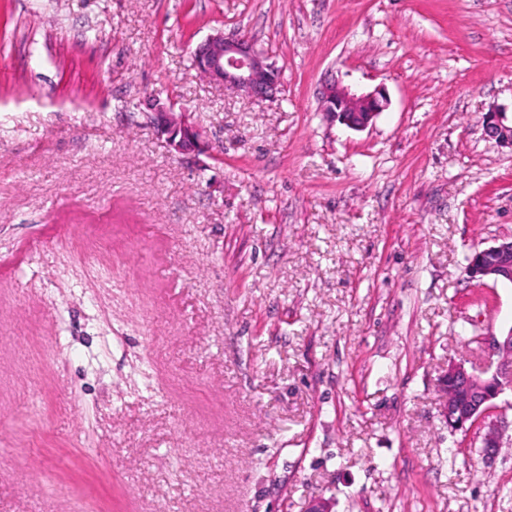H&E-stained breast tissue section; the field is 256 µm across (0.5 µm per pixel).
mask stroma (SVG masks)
<instances>
[{
    "instance_id": "stroma-1",
    "label": "stroma",
    "mask_w": 512,
    "mask_h": 512,
    "mask_svg": "<svg viewBox=\"0 0 512 512\" xmlns=\"http://www.w3.org/2000/svg\"><path fill=\"white\" fill-rule=\"evenodd\" d=\"M220 31L275 100L200 74ZM497 107L512 0H0V512H512L440 402L512 328L466 272L512 238ZM320 110L331 122L361 130L387 107L381 91L357 94L336 81L326 82L320 92ZM158 132L165 135L169 145L178 153L195 148L194 131L175 115L171 106L161 104L157 98L151 100ZM512 112V111H511ZM492 109L483 117L484 136L494 141L498 146L512 150V113Z\"/></svg>"
}]
</instances>
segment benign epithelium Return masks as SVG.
Returning a JSON list of instances; mask_svg holds the SVG:
<instances>
[{"label": "benign epithelium", "mask_w": 512, "mask_h": 512, "mask_svg": "<svg viewBox=\"0 0 512 512\" xmlns=\"http://www.w3.org/2000/svg\"><path fill=\"white\" fill-rule=\"evenodd\" d=\"M196 67L224 87L240 91L250 98L276 97L281 85L280 71L269 57L248 37H226L218 32L210 36L194 53ZM158 132L178 153L194 149V131L182 123L173 108L156 98L151 100ZM387 107L381 91L357 94L336 82H327L320 92V111L332 122L362 130ZM484 136L498 146L512 149V115L493 109L483 117ZM470 278L482 282H512V239L503 240L471 253ZM498 356L496 368L488 376L469 371L461 363L448 366L442 384V408L448 427L460 429L489 417L495 400L512 391V327L493 340ZM512 431V421L504 417L490 421L482 438V455L489 458L503 447L504 437Z\"/></svg>", "instance_id": "obj_1"}]
</instances>
